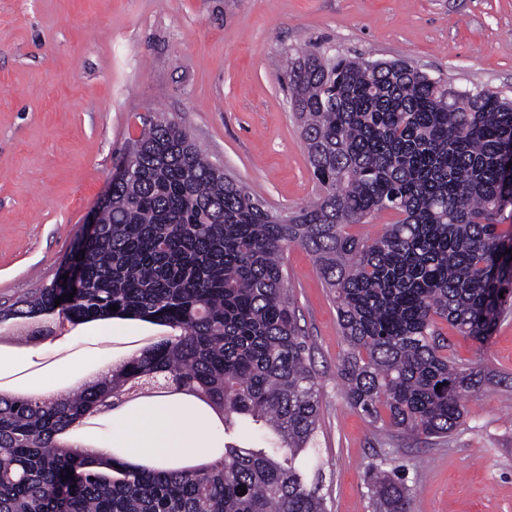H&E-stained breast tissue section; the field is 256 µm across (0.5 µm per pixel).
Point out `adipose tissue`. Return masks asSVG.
<instances>
[{"instance_id": "ef3b65f1", "label": "adipose tissue", "mask_w": 512, "mask_h": 512, "mask_svg": "<svg viewBox=\"0 0 512 512\" xmlns=\"http://www.w3.org/2000/svg\"><path fill=\"white\" fill-rule=\"evenodd\" d=\"M221 431V423L207 415L200 404L164 397L125 407L113 416L107 436L76 431L72 438L100 451L120 448L129 458L168 467L188 461L199 449L219 447Z\"/></svg>"}]
</instances>
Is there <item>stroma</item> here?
Here are the masks:
<instances>
[{"label":"stroma","instance_id":"35a3bbf8","mask_svg":"<svg viewBox=\"0 0 512 512\" xmlns=\"http://www.w3.org/2000/svg\"><path fill=\"white\" fill-rule=\"evenodd\" d=\"M315 43L512 99V0H0V305L57 276L150 119L184 126L275 209L313 201L279 77ZM285 267L318 382L316 479L329 512H372L368 467L391 458L410 512H512V311L484 343L443 326L479 389L448 436L396 437L344 395L336 305L310 254L290 248ZM106 334L127 343L139 328L79 326L0 372V387L51 386L73 362L104 369Z\"/></svg>","mask_w":512,"mask_h":512}]
</instances>
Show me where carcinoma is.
<instances>
[{
  "mask_svg": "<svg viewBox=\"0 0 512 512\" xmlns=\"http://www.w3.org/2000/svg\"><path fill=\"white\" fill-rule=\"evenodd\" d=\"M284 89L316 200L284 219L184 127L151 121L77 253L78 284L0 306L1 325H44L16 345L114 319L156 332L75 388L0 389V512H326L309 487L319 398L285 280L291 246L312 255L333 295L347 401L399 433L457 427L478 381L448 355L439 324L485 340L512 301V231L496 224L512 206V100L322 45L288 61ZM384 212L395 220L381 235L348 232ZM141 383L279 441L172 467L72 441L145 398L132 392ZM368 474L378 512H409L398 467Z\"/></svg>",
  "mask_w": 512,
  "mask_h": 512,
  "instance_id": "carcinoma-1",
  "label": "carcinoma"
}]
</instances>
